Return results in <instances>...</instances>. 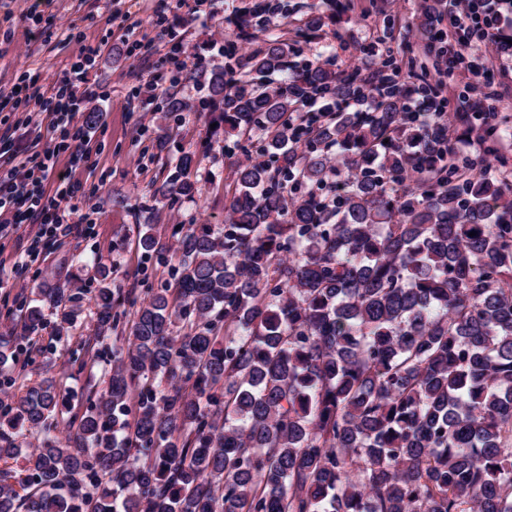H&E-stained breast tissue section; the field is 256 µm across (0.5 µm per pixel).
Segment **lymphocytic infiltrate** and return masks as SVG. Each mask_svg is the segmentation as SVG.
Instances as JSON below:
<instances>
[{
    "label": "lymphocytic infiltrate",
    "mask_w": 512,
    "mask_h": 512,
    "mask_svg": "<svg viewBox=\"0 0 512 512\" xmlns=\"http://www.w3.org/2000/svg\"><path fill=\"white\" fill-rule=\"evenodd\" d=\"M441 12L448 20V44L444 53L446 75L460 74L477 83L478 97L437 83L430 91L411 86L414 112L419 120L441 116L449 131L448 152L459 155L483 145L488 124L497 119L500 105L512 87V0H442ZM100 46H82L69 71L60 76L51 96H43L34 78L23 76L11 95L0 101V111L17 110L18 118L0 130V159L11 168L0 175V240L10 238L21 225L31 231L21 246L15 263L24 267L46 261L54 244L86 236L91 226L79 214L74 182L61 176L57 159L69 154L72 161L90 166L92 149L79 115L85 101L81 90L88 70L94 65ZM37 111H29V104ZM50 134L39 150L28 147L38 128ZM54 192H47V185Z\"/></svg>",
    "instance_id": "1"
}]
</instances>
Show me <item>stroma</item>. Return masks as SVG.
Segmentation results:
<instances>
[{"mask_svg":"<svg viewBox=\"0 0 512 512\" xmlns=\"http://www.w3.org/2000/svg\"><path fill=\"white\" fill-rule=\"evenodd\" d=\"M36 0H0V98L8 96L21 75L38 79L44 93H51L62 72L69 70L83 45L101 44L102 51L86 75L92 97L85 112L95 113L91 124V146L96 153L92 168L74 169V179L86 194L83 211L95 225V234L64 244L52 251L46 263L15 267L16 243L8 241L0 261L10 269L9 280L0 294L7 298H33L36 288L81 289V314L70 335L55 338L52 329L40 331V344H53L51 362L33 354L26 378L50 372L70 394L71 407L85 400L90 385L101 382V367L72 370L68 359L79 337L92 335L97 265L110 270L114 288L125 299L118 311L123 321L134 317L138 301L148 289L167 288L173 282L175 254L166 262L144 258L137 249L141 225L155 224L163 242H170L176 224H209L223 228L229 221L224 192L235 178V170L246 155L262 150L256 137L225 138L222 128L213 127L208 93L197 74L198 63L223 66L227 40H235L237 19L244 7L256 0H205L199 10L169 5L163 15H155L157 0H49L43 5L53 37L42 41L31 32L28 15ZM270 6H287L288 16L275 31L294 43L298 63L315 62L335 56V66L345 69L354 48L371 51L374 65L392 60L401 79L411 83L435 80L434 68H411V58L421 54L419 46L404 40L403 29L418 20V0H266ZM324 16V24L308 29L307 17ZM394 16L402 30L389 32L385 16ZM168 29L173 40L159 41L160 30ZM152 42L150 56L143 61L129 57L127 41ZM179 45L185 63L175 72L169 62L172 45ZM158 80L164 93H174L184 111L169 114L162 96L152 99L147 111L129 106L132 96L144 91L146 82ZM194 151L198 165L189 173L198 188L190 200H162L158 187L177 162L182 151ZM89 258L80 270L75 255Z\"/></svg>","mask_w":512,"mask_h":512,"instance_id":"1","label":"stroma"}]
</instances>
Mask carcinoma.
I'll list each match as a JSON object with an SVG mask.
<instances>
[{
    "instance_id": "carcinoma-1",
    "label": "carcinoma",
    "mask_w": 512,
    "mask_h": 512,
    "mask_svg": "<svg viewBox=\"0 0 512 512\" xmlns=\"http://www.w3.org/2000/svg\"><path fill=\"white\" fill-rule=\"evenodd\" d=\"M261 13L239 37L269 30ZM296 54L269 37L232 85L199 65L212 121L259 133L270 163L237 167L223 232L175 230V288L149 292L131 325L97 267V332L70 366L117 364L73 412L49 377L0 402V461L20 462L0 470V512H512L506 181L456 177L437 120L420 124L396 89L289 131L304 88L367 99L360 75ZM332 146L345 189L288 204L290 181L324 186ZM197 164L183 152L161 199L192 196ZM137 247L165 260L151 224ZM77 300L40 288L16 310L31 333L55 311L60 338ZM24 352L0 354V387Z\"/></svg>"
}]
</instances>
